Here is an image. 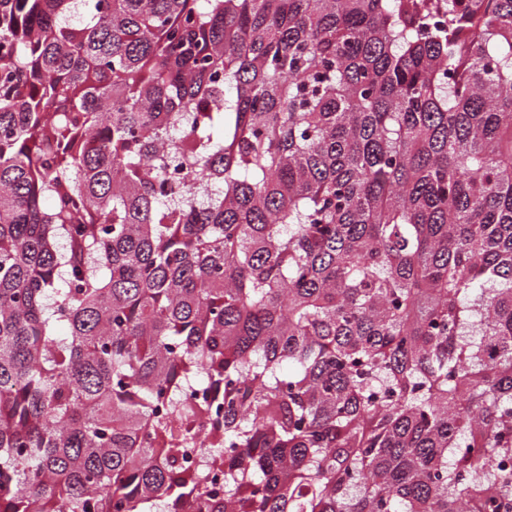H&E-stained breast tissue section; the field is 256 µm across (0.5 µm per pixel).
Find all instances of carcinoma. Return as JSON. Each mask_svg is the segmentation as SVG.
Segmentation results:
<instances>
[{"mask_svg": "<svg viewBox=\"0 0 512 512\" xmlns=\"http://www.w3.org/2000/svg\"><path fill=\"white\" fill-rule=\"evenodd\" d=\"M510 455L512 0H0V512H512Z\"/></svg>", "mask_w": 512, "mask_h": 512, "instance_id": "obj_1", "label": "carcinoma"}]
</instances>
